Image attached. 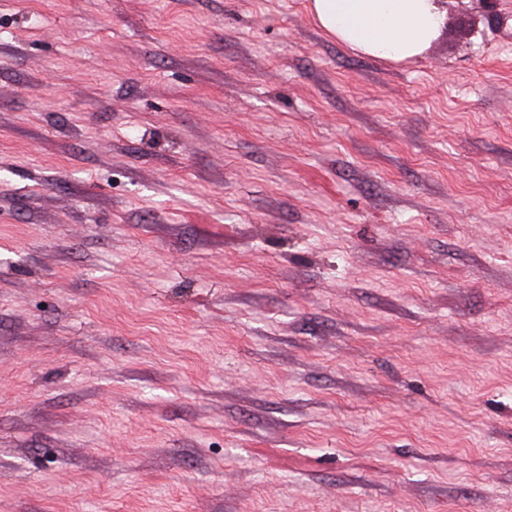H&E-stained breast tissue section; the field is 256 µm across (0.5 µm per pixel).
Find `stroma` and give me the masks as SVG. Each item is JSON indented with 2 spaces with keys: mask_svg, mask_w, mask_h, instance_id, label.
I'll return each mask as SVG.
<instances>
[{
  "mask_svg": "<svg viewBox=\"0 0 512 512\" xmlns=\"http://www.w3.org/2000/svg\"><path fill=\"white\" fill-rule=\"evenodd\" d=\"M0 512H512V0H0ZM309 7L338 43L394 62L422 55L448 15L447 0H310Z\"/></svg>",
  "mask_w": 512,
  "mask_h": 512,
  "instance_id": "obj_1",
  "label": "stroma"
}]
</instances>
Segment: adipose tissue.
Instances as JSON below:
<instances>
[{
	"label": "adipose tissue",
	"instance_id": "adipose-tissue-1",
	"mask_svg": "<svg viewBox=\"0 0 512 512\" xmlns=\"http://www.w3.org/2000/svg\"><path fill=\"white\" fill-rule=\"evenodd\" d=\"M309 7L338 43L394 62L422 55L448 14L447 0H310Z\"/></svg>",
	"mask_w": 512,
	"mask_h": 512
}]
</instances>
